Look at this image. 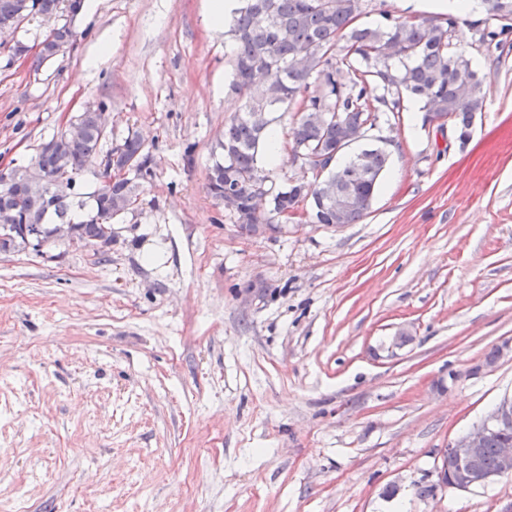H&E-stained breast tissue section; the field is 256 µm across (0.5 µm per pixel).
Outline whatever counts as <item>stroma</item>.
Returning a JSON list of instances; mask_svg holds the SVG:
<instances>
[{
    "instance_id": "1",
    "label": "stroma",
    "mask_w": 512,
    "mask_h": 512,
    "mask_svg": "<svg viewBox=\"0 0 512 512\" xmlns=\"http://www.w3.org/2000/svg\"><path fill=\"white\" fill-rule=\"evenodd\" d=\"M209 6L99 0L45 61L43 18L0 35V163L98 106L108 142L138 133L155 163L106 251L0 253V512H512V478L417 493L512 397L511 359L479 367L512 340V30L466 34L486 90L468 138L404 99L345 150L390 154L359 223L304 203L251 234L206 190L242 105Z\"/></svg>"
}]
</instances>
